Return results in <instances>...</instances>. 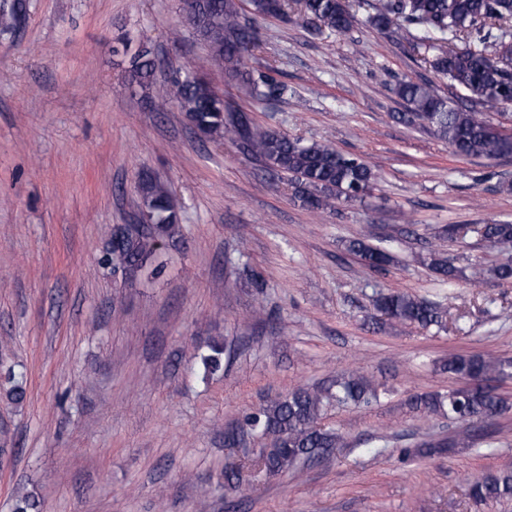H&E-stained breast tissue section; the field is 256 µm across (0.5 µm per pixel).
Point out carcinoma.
Here are the masks:
<instances>
[{"label": "carcinoma", "mask_w": 512, "mask_h": 512, "mask_svg": "<svg viewBox=\"0 0 512 512\" xmlns=\"http://www.w3.org/2000/svg\"><path fill=\"white\" fill-rule=\"evenodd\" d=\"M269 2L249 0L256 15L288 17V0H278L274 10ZM298 2L304 17L331 32L346 35L354 26L347 0ZM186 3L188 20L200 40L212 49L215 65L244 84L258 102H278L288 95V85L270 72L243 67L245 56L260 45V31L241 22L237 0ZM373 22L379 27L396 26L401 39L424 48V60L435 73L448 78L481 106L479 111L464 112L450 106L430 84L403 80L396 87V94L407 105L400 119L426 122L459 156L496 158L512 153V135L495 130L483 116L485 110L512 104V0H377ZM465 37L475 39L478 47L448 48V42ZM123 54H128V49H123ZM128 64L138 85L148 87L157 67L153 53L140 48L130 55ZM171 85L173 99L197 128L212 140H238L247 153L268 168L291 176L314 211L331 210L342 198L360 199L375 181V174L362 159L343 154L326 142L304 143L258 125L243 111L228 109L224 99L206 82L178 74L172 76ZM143 200L148 223L131 225L121 248L109 250L101 263L122 269L132 277L153 279L164 268L162 253L151 243L153 234H175L179 216L175 201L159 186L145 187ZM476 233L490 247L512 242V224H484ZM349 251L374 270L386 269L392 260L389 244L372 246L353 239ZM419 262L444 283L452 284L458 277V270L438 252L419 257ZM487 276L501 283L512 282V266L473 265L472 281L480 282ZM372 305L394 323L444 328L445 311L440 304L407 293L377 292ZM199 361L202 378L216 374L223 367V347L218 343L209 345L199 354ZM511 366L492 354L451 355L443 369L468 379L471 387L416 395L409 406L416 412L446 417L451 423L470 424L494 418L512 407L494 385ZM5 381L9 400L22 403L26 397L24 374L10 369ZM384 394L386 390L368 375L353 370L329 386L301 387L260 403L232 427L230 435L242 448L261 443L256 463L267 472L278 474L300 461L322 457L331 448L346 447L341 434L320 424L327 407L369 405L379 402ZM468 439L467 435H454L446 443H428L422 454L464 447ZM470 496L477 502L512 500V470L473 478Z\"/></svg>", "instance_id": "obj_1"}]
</instances>
